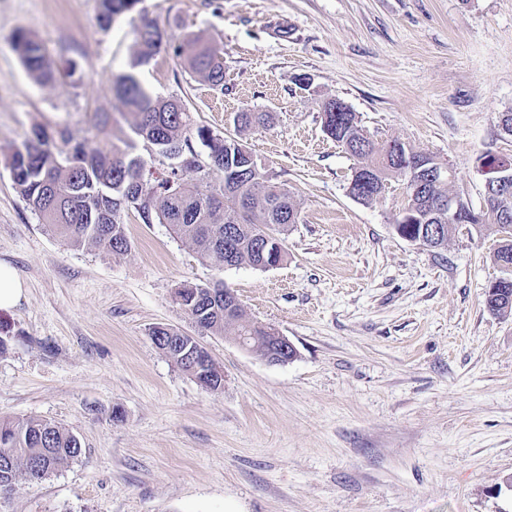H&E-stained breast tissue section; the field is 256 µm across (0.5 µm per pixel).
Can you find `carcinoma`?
<instances>
[{"instance_id":"carcinoma-1","label":"carcinoma","mask_w":512,"mask_h":512,"mask_svg":"<svg viewBox=\"0 0 512 512\" xmlns=\"http://www.w3.org/2000/svg\"><path fill=\"white\" fill-rule=\"evenodd\" d=\"M102 28L135 11L142 0H98ZM131 71L112 81V94L132 117L131 135L122 144L102 153L84 143H74L63 129L39 128L11 148L7 165L22 199L40 223L60 235L72 247H95L120 254L129 241L123 216L136 212L146 224H167L189 242L201 260L224 269V237L238 245L240 259L260 266L283 261L287 256L285 234L297 223L299 210L293 196L262 172L253 169L242 151L240 133L264 128L270 116L249 109L236 114L235 133L223 135L192 123L184 103L174 96H155L140 82L135 69L148 64L161 49L170 46L158 25L144 22L135 29ZM187 66L213 88L224 89V64L217 46L197 35L190 41ZM16 51L32 78L52 80L57 66L44 45L33 35L18 34ZM323 130L342 150L357 160L348 186L364 203L383 194L388 180L403 175L400 165L387 161L397 153L417 159L394 139L382 146L364 135L350 108L336 111V100L323 103ZM206 148L205 163L189 170L168 165L160 177H153L148 160L136 152L138 142L156 154L171 159L176 153L196 156L192 139ZM224 172L218 186L206 184L209 168ZM156 186L147 187L150 178ZM451 196L447 184L432 186L428 195L409 193L408 216L398 215L394 223L401 237L426 222L427 200ZM486 209L476 212L468 205L453 220L436 216L432 223L445 229L448 240L461 224H495L505 233L493 253L495 263L512 265V222L503 221V212L512 210L497 196L485 193ZM267 234L277 242L276 254L255 249L259 236ZM212 286H184L176 300L185 313L204 331L226 336H249L255 321L239 311L235 320H224V305L210 297ZM486 305L498 315L512 314V297L486 293ZM80 440L65 428L39 419L0 422V494L9 493L18 478L41 481L63 462L81 455Z\"/></svg>"}]
</instances>
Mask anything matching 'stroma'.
I'll return each instance as SVG.
<instances>
[{
    "instance_id": "obj_1",
    "label": "stroma",
    "mask_w": 512,
    "mask_h": 512,
    "mask_svg": "<svg viewBox=\"0 0 512 512\" xmlns=\"http://www.w3.org/2000/svg\"><path fill=\"white\" fill-rule=\"evenodd\" d=\"M173 46L213 38L224 88L172 48L138 77L195 123L234 130L241 109L271 123L243 133L299 221L287 256L262 270L200 260L168 225L124 217L122 254L75 249L40 224L6 156L38 127L103 152L130 133L112 77L133 25L109 31L98 0H0V261L26 286L0 311V419L56 423L82 453L39 482L18 479L0 512H512V315L485 291L503 269L496 227H459L431 249L396 234L406 182L348 194L356 164L322 127L344 101L376 143L397 139L454 172L484 208L485 155H512V0H143ZM41 40L73 75L34 83L15 50ZM310 77V87L298 76ZM108 112L107 133L92 126ZM223 281L247 316L294 345L284 365L195 326L175 300ZM196 337L224 370L200 386L152 342Z\"/></svg>"
}]
</instances>
